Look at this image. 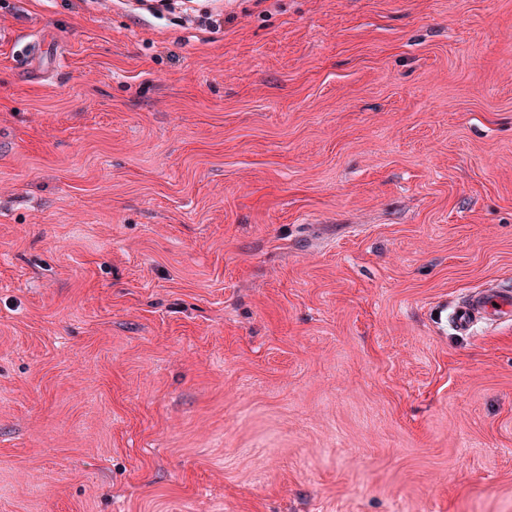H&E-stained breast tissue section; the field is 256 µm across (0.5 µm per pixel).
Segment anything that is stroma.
<instances>
[{
	"mask_svg": "<svg viewBox=\"0 0 512 512\" xmlns=\"http://www.w3.org/2000/svg\"><path fill=\"white\" fill-rule=\"evenodd\" d=\"M512 0H0V512H512ZM512 316V290L498 288L473 292L463 299L452 314L454 328L467 333L480 321L493 322Z\"/></svg>",
	"mask_w": 512,
	"mask_h": 512,
	"instance_id": "35a3bbf8",
	"label": "stroma"
}]
</instances>
